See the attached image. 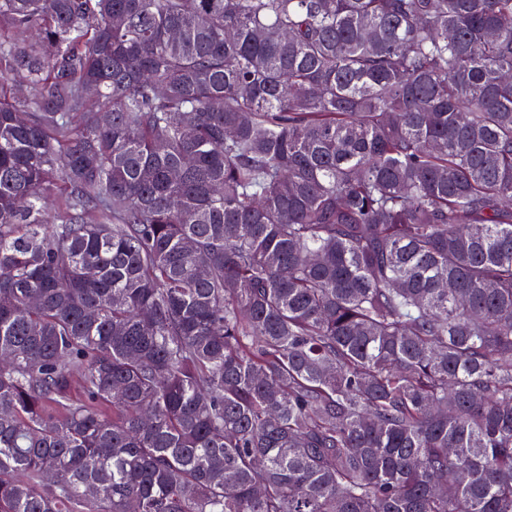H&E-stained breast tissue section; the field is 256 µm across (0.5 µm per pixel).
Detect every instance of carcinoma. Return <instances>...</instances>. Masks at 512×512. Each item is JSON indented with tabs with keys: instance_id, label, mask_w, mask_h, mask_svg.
Masks as SVG:
<instances>
[{
	"instance_id": "obj_1",
	"label": "carcinoma",
	"mask_w": 512,
	"mask_h": 512,
	"mask_svg": "<svg viewBox=\"0 0 512 512\" xmlns=\"http://www.w3.org/2000/svg\"><path fill=\"white\" fill-rule=\"evenodd\" d=\"M510 74L512 0H0V512H512Z\"/></svg>"
}]
</instances>
